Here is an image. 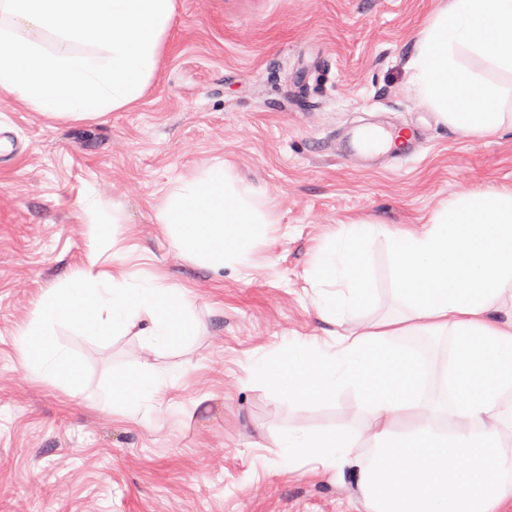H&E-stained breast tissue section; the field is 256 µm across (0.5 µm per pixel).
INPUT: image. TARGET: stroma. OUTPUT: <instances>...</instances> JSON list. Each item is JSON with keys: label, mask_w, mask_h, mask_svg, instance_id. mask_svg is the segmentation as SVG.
Returning a JSON list of instances; mask_svg holds the SVG:
<instances>
[{"label": "stroma", "mask_w": 512, "mask_h": 512, "mask_svg": "<svg viewBox=\"0 0 512 512\" xmlns=\"http://www.w3.org/2000/svg\"><path fill=\"white\" fill-rule=\"evenodd\" d=\"M439 0H176L159 68L133 108L50 120L0 100V512H364L349 480L282 465L270 436L355 425L376 444L359 400L307 407L247 381L250 358L323 336L304 280L335 227L370 218L425 224L449 197L512 185V132L467 135L443 123L405 64ZM415 127V155L367 166L339 150L362 125ZM259 184L280 219L253 250L251 276L179 257L154 198L211 158ZM120 219L135 272L191 287L203 325L182 349L56 329L83 373L71 397L29 372L14 345L33 298L80 265L84 205ZM375 302L392 304L388 250L369 253ZM148 362L179 373L183 411L145 424L106 415L95 393Z\"/></svg>", "instance_id": "35a3bbf8"}]
</instances>
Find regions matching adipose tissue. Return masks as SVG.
Here are the masks:
<instances>
[{"instance_id": "obj_1", "label": "adipose tissue", "mask_w": 512, "mask_h": 512, "mask_svg": "<svg viewBox=\"0 0 512 512\" xmlns=\"http://www.w3.org/2000/svg\"><path fill=\"white\" fill-rule=\"evenodd\" d=\"M174 15L175 0H0V96L56 120L127 109L153 79ZM471 56L512 74V0H443L407 63L413 87L448 126L512 129L504 109L511 92L474 70ZM151 208L183 259L215 271L250 273L253 244L279 221L262 189L220 159L180 175ZM86 218L85 263L42 291L13 333L22 363L72 396L82 391V370L57 326L166 350L199 332L191 289L160 271L132 274L118 232L94 210ZM378 238L396 309L360 332L354 321L374 298L367 257ZM107 246L117 256L105 264ZM305 281L331 331L252 358L248 376L295 405L354 393L380 440L361 447L350 425L291 428L274 442L283 463L348 475L365 512H499L512 498V186L451 198L414 231L340 225L315 251ZM411 336L446 338L444 363L432 367ZM176 380L143 363L94 403L148 421L180 410L169 395Z\"/></svg>"}]
</instances>
